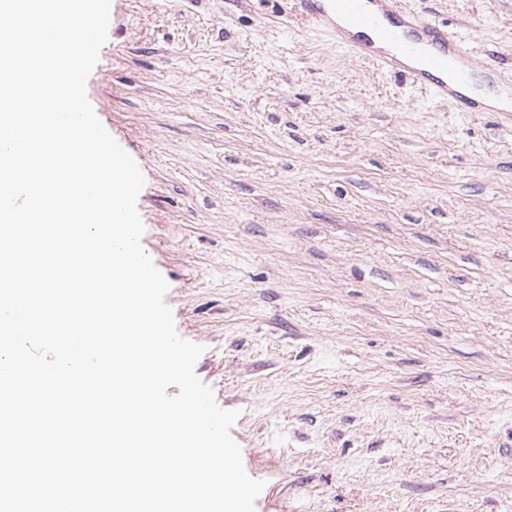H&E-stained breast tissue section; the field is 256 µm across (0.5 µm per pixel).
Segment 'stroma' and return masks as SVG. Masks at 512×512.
<instances>
[{"label":"stroma","instance_id":"1","mask_svg":"<svg viewBox=\"0 0 512 512\" xmlns=\"http://www.w3.org/2000/svg\"><path fill=\"white\" fill-rule=\"evenodd\" d=\"M512 67V0H402ZM86 93L255 512H512V112L290 0H112Z\"/></svg>","mask_w":512,"mask_h":512}]
</instances>
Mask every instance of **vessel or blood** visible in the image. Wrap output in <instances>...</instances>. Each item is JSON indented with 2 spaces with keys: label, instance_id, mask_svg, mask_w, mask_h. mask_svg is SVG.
Wrapping results in <instances>:
<instances>
[{
  "label": "vessel or blood",
  "instance_id": "vessel-or-blood-1",
  "mask_svg": "<svg viewBox=\"0 0 512 512\" xmlns=\"http://www.w3.org/2000/svg\"><path fill=\"white\" fill-rule=\"evenodd\" d=\"M296 12L314 31L349 55L389 73L409 75L435 100L460 112L484 111V104L464 93L472 55L457 35L401 9L399 0H292Z\"/></svg>",
  "mask_w": 512,
  "mask_h": 512
}]
</instances>
